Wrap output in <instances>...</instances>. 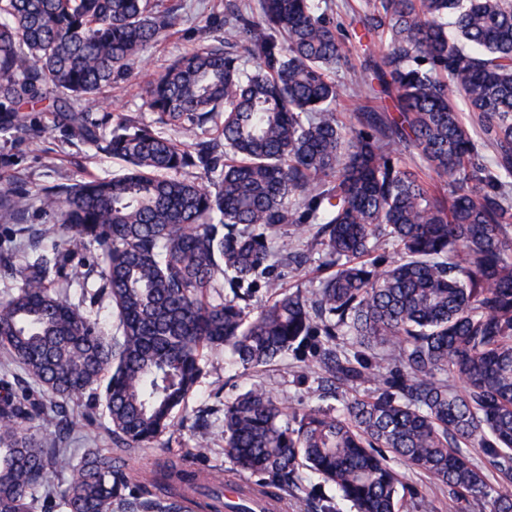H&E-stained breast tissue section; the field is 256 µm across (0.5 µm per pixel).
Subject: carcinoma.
<instances>
[{
  "label": "carcinoma",
  "mask_w": 512,
  "mask_h": 512,
  "mask_svg": "<svg viewBox=\"0 0 512 512\" xmlns=\"http://www.w3.org/2000/svg\"><path fill=\"white\" fill-rule=\"evenodd\" d=\"M329 10L227 0L224 28L201 30L149 84L154 123L116 116L104 135L95 103L177 25V8L0 0V136L36 131L34 106L52 93L68 138L123 163L42 189L39 212L65 250L44 253L41 230L21 224L25 265L0 252L18 276L0 301V352L16 366L0 379V512H266L257 498L288 499L305 471L318 480L311 512H337L326 487L356 512H403L392 455L479 512H512V0H361L358 40L381 44L364 69L394 113L369 101L347 129L330 73L351 67V51ZM209 126L218 137L204 140ZM403 148L448 177L444 195L402 164ZM29 206L26 189L0 183V210L23 220ZM285 226L295 239L283 249ZM310 227L332 274L289 292L271 271L307 258ZM94 245L70 279L99 276L111 336L55 287L63 256ZM221 281L229 294L215 303ZM260 282L268 300L252 305ZM221 346L245 369L288 358L314 369L342 408L293 407L259 384L225 403L224 458L256 477L235 501L234 485L186 466L211 452L204 422L196 447L149 477L129 472L132 451L170 432L203 350ZM86 393L104 402L112 447L87 449L61 490L60 444L96 419L69 410ZM35 419L51 440L27 427Z\"/></svg>",
  "instance_id": "carcinoma-1"
}]
</instances>
